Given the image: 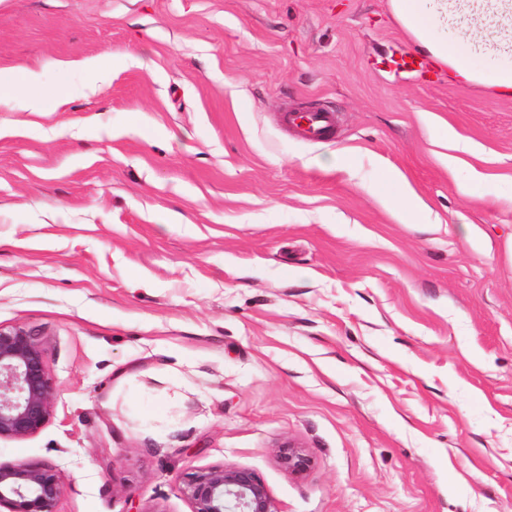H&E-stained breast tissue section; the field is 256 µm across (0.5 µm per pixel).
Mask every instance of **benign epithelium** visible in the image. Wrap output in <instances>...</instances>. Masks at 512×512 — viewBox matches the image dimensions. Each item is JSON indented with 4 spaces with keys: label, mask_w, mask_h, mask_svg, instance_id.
Masks as SVG:
<instances>
[{
    "label": "benign epithelium",
    "mask_w": 512,
    "mask_h": 512,
    "mask_svg": "<svg viewBox=\"0 0 512 512\" xmlns=\"http://www.w3.org/2000/svg\"><path fill=\"white\" fill-rule=\"evenodd\" d=\"M53 379L41 342L20 326H0V439H26L49 421ZM280 463L294 473L310 458L292 444L279 450ZM63 477L54 468L26 461L0 463V509L6 512H57ZM192 512H279L266 485L250 469L218 465L192 473L182 488Z\"/></svg>",
    "instance_id": "1"
}]
</instances>
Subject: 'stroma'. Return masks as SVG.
Listing matches in <instances>:
<instances>
[{"instance_id": "35a3bbf8", "label": "stroma", "mask_w": 512, "mask_h": 512, "mask_svg": "<svg viewBox=\"0 0 512 512\" xmlns=\"http://www.w3.org/2000/svg\"><path fill=\"white\" fill-rule=\"evenodd\" d=\"M413 50L389 0H0L46 95L0 92V325L57 390L0 462L58 469L59 512H191L222 464L279 512H512V99ZM280 117L286 128H294L299 136L309 141L331 135L335 127V112H306L302 115L282 112ZM403 177L395 173H386L379 182L380 192L384 200H388L397 206L400 218L403 224L415 223L419 204L412 194L408 192L406 182L402 183ZM390 185H398L402 189V195L398 199H394L388 191ZM278 458L283 466L294 473H302L310 464L309 456L290 443L279 450Z\"/></svg>"}]
</instances>
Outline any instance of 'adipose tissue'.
Wrapping results in <instances>:
<instances>
[{
    "label": "adipose tissue",
    "instance_id": "obj_1",
    "mask_svg": "<svg viewBox=\"0 0 512 512\" xmlns=\"http://www.w3.org/2000/svg\"><path fill=\"white\" fill-rule=\"evenodd\" d=\"M391 13L416 50L465 84L512 96V0H390ZM479 57L494 59L493 70Z\"/></svg>",
    "mask_w": 512,
    "mask_h": 512
}]
</instances>
